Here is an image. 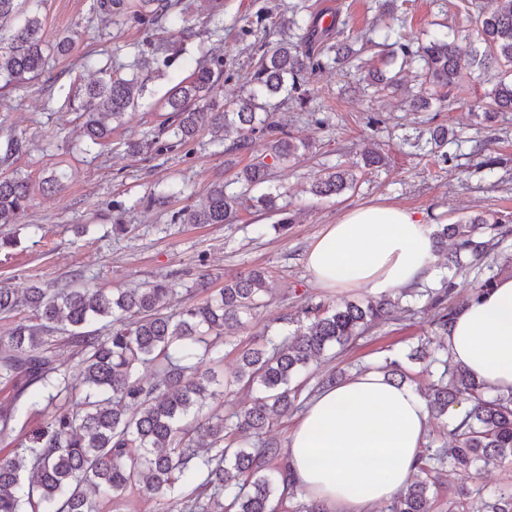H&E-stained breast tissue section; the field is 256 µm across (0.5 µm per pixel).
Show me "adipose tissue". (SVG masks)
Instances as JSON below:
<instances>
[{
    "label": "adipose tissue",
    "mask_w": 512,
    "mask_h": 512,
    "mask_svg": "<svg viewBox=\"0 0 512 512\" xmlns=\"http://www.w3.org/2000/svg\"><path fill=\"white\" fill-rule=\"evenodd\" d=\"M316 284L392 294L435 274L430 225L392 205L355 208L306 255ZM452 360L494 393H512V274L470 298L448 326ZM430 423L421 394L366 370L317 392L288 437L296 491L327 512H375L406 486Z\"/></svg>",
    "instance_id": "1"
}]
</instances>
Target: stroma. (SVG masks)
Listing matches in <instances>:
<instances>
[{"mask_svg":"<svg viewBox=\"0 0 512 512\" xmlns=\"http://www.w3.org/2000/svg\"><path fill=\"white\" fill-rule=\"evenodd\" d=\"M217 3L224 12V30L218 37L210 35L206 26ZM297 4L315 17L324 11L338 14L356 48L373 21L394 4L414 35L444 30L462 55L473 49L465 37L464 0H179L193 32L179 42L178 55L167 65L161 45L176 32L169 19L146 29L121 18L103 21L92 13V0H28L26 7L40 18L45 40L52 43L68 36L74 48L68 55L50 56L46 71L30 79L25 90H0V155L8 140L19 137L26 142L23 152L0 162V177L18 173L29 177L33 187V199L19 223L0 226V238L16 240L15 246L0 248V283L19 292L35 282L54 288L116 290L164 277L178 288L169 304L175 311L199 277H207L216 291L226 278L263 269L274 294L247 329L234 337V350L225 351L224 376L229 379L238 367L239 351L259 344L264 331L279 328L281 317L299 314L309 303L332 305L361 297L358 289L332 293L319 288L306 264V254L325 225L336 223L347 211L391 204L415 211L431 225L477 214L512 215V112L501 114L491 127L478 124L474 112L486 83L476 68L459 71L452 104L434 115L435 123L448 126L459 137L458 146L449 147L446 161L408 142L423 113L403 111L389 94L358 89L355 71L329 69L310 75L307 108L287 101L277 113L292 136L311 144L309 152L288 166L271 168V184L281 192L280 205L295 213L287 233L274 231L277 215L253 208L241 212L233 224L171 223L172 213L197 203L212 184L234 182L244 166L265 157V150L259 144L248 151L215 147L206 129L187 146L160 156L131 153L129 143L157 131L170 88L219 44L224 47V78L217 95L225 103L234 102L252 70V52L242 38V27L260 14L280 17ZM107 50L123 62L145 59L150 78L136 109L113 130L108 147L86 153L78 148L82 120L65 107L64 89L77 78L93 80V73L82 71L80 60L86 53ZM315 112L327 116L326 126L315 125L311 119ZM376 114L382 122L374 128L367 120ZM368 147L379 148L386 163L360 175L355 189L327 198L309 193L319 170L354 165ZM489 157L500 161L491 178L482 167ZM60 173L66 176L62 190L44 189V182ZM170 184L186 186L187 191L165 206L148 205L150 193ZM33 224L39 225L38 234L30 233ZM77 224L88 225V232L75 234ZM116 224L129 225V233L114 236ZM258 224L266 225L264 235L255 233ZM493 272L512 274V234L502 243H490L480 262L465 263L454 274L450 306H461ZM431 317L428 311L403 313L373 327L344 353L313 365L314 379L341 370L355 373L358 365L410 351L422 341L442 344ZM510 483V465L453 469L445 473L438 493L444 497L459 486L475 489Z\"/></svg>","mask_w":512,"mask_h":512,"instance_id":"1","label":"stroma"}]
</instances>
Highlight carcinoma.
Listing matches in <instances>:
<instances>
[{"label":"carcinoma","instance_id":"obj_1","mask_svg":"<svg viewBox=\"0 0 512 512\" xmlns=\"http://www.w3.org/2000/svg\"><path fill=\"white\" fill-rule=\"evenodd\" d=\"M23 0H0V82L20 90L47 64L42 22L37 16L5 31L4 21L21 11ZM173 7L172 0H94L92 10L124 15L151 26ZM467 21L483 50L469 64L497 71L475 116L492 123L501 112H512V0H476L467 6ZM345 22L330 30L336 41L317 40L316 22L292 11L272 23L281 35L253 65L249 89L226 106L215 92L224 76V56L215 53L199 63L186 79L173 86L164 102L166 119L159 134L136 142L130 149L157 154L175 151L206 127L221 137L237 134L229 149L245 151L263 141L274 162L285 163L309 150L275 119L284 94L306 104V77L330 63L352 67L380 90L396 92L400 74L415 70L419 91L407 98V111L425 112L431 100L443 104L461 67L460 55L448 34L407 37L394 25L373 23L371 44L382 48L380 63L362 59L344 36ZM270 27V28H272ZM270 28L263 27L264 33ZM82 68L99 77L82 88L74 111L83 118L85 151L107 143L112 125L123 123L136 108L148 76L141 62L127 63L85 56ZM448 129L430 131V144L448 158ZM237 182L247 189L270 182L269 166H246ZM356 172L327 167L315 176L309 192L339 196L355 188ZM279 194L265 192L250 198L252 207L283 213ZM245 194L212 185L200 206L172 215L174 224H232L239 219ZM32 201L29 179L0 178V224H15ZM498 218L463 217L439 224L432 234L433 250L446 253L448 267L460 257L483 258L488 243L479 230L496 227ZM453 278L440 287L417 294L437 310L432 323L448 333L456 309L445 302L454 293ZM173 284L156 279L136 288L108 293L102 288H50L34 284L19 293L0 285V318L19 317L0 336V386L11 388L10 400L0 403V512H120L133 492L151 496L157 512H277L285 496L287 465L280 450L262 434L280 419L302 408L308 368L332 345L345 348L371 326L391 319L396 302L389 297L345 301L336 305L309 304L305 324L264 336L261 347L241 353L234 383L254 396L224 418V405H208L223 392L224 346L230 337L265 304L271 293L265 272L253 269L224 282L210 294L201 279L186 289L188 301L168 313ZM108 329L102 333L97 325ZM71 348L76 359L67 367L58 358L56 342ZM407 359H425L433 378L424 395L430 414L442 416L462 400L470 402L465 417L452 423L450 448L420 451L416 470L423 478L409 484L386 512H512V486L488 491L466 487L448 490L441 503L431 488L440 471L450 466L469 470L512 464V395L492 393L449 355L423 350ZM150 365L154 376L144 381L138 368ZM399 384L408 379L405 366L387 359L378 366ZM37 418L38 425L21 439L13 437L19 409Z\"/></svg>","mask_w":512,"mask_h":512}]
</instances>
